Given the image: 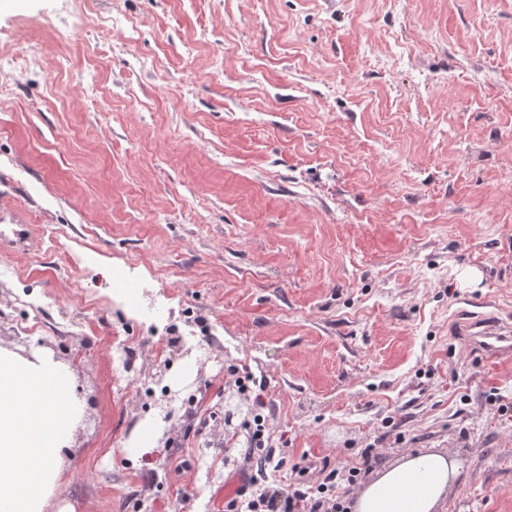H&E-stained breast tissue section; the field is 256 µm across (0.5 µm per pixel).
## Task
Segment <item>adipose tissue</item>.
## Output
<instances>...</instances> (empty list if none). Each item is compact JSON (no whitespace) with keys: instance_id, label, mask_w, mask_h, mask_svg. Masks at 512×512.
<instances>
[{"instance_id":"1","label":"adipose tissue","mask_w":512,"mask_h":512,"mask_svg":"<svg viewBox=\"0 0 512 512\" xmlns=\"http://www.w3.org/2000/svg\"><path fill=\"white\" fill-rule=\"evenodd\" d=\"M79 414L65 367L0 347V512H45ZM462 476L448 455L411 453L359 489L352 512H440Z\"/></svg>"}]
</instances>
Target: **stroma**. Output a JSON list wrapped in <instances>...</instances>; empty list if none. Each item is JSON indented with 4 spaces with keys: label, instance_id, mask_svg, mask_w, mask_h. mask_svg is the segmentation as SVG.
I'll return each instance as SVG.
<instances>
[{
    "label": "stroma",
    "instance_id": "35a3bbf8",
    "mask_svg": "<svg viewBox=\"0 0 512 512\" xmlns=\"http://www.w3.org/2000/svg\"><path fill=\"white\" fill-rule=\"evenodd\" d=\"M81 9L63 40L64 0H0V199L34 219L0 243L34 329L0 346L55 358L81 407L47 512H224L250 464L211 415L228 388L253 408L246 372L283 458L259 487L336 468L343 503L425 448L463 467L446 512H512V360L457 333L512 322V0ZM167 359L199 409L138 456Z\"/></svg>",
    "mask_w": 512,
    "mask_h": 512
}]
</instances>
